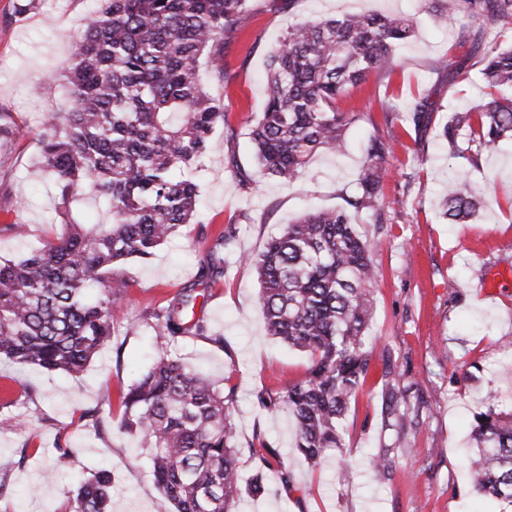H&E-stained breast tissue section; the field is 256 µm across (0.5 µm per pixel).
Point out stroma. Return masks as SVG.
Listing matches in <instances>:
<instances>
[{"label":"stroma","instance_id":"1","mask_svg":"<svg viewBox=\"0 0 512 512\" xmlns=\"http://www.w3.org/2000/svg\"><path fill=\"white\" fill-rule=\"evenodd\" d=\"M17 0H0V225L22 224L24 237L0 232V260L18 259L63 231L55 214L54 183L33 180L47 114L69 104L65 76L74 35L93 0H35L16 14ZM244 27L225 37L228 86L209 84L224 100L226 124L202 159L197 221L179 228L146 260L119 270L131 287L110 307L112 336L82 376L71 378L0 357V512H66L74 486L101 468L112 470V512H173L155 485L135 434L120 427L118 392L145 372L158 353L145 310L166 306L190 286L223 227L233 226L224 277L195 301L207 333L187 336L173 351L218 387L234 389L242 483L262 471L261 442L277 448L291 472L282 485L264 471L266 491L243 496L238 512H496L472 488L470 444L475 412L495 405L512 410V287L481 302L486 275L512 280V140L482 154L478 166L450 156L439 134L455 111L482 103L488 91L475 72L452 70L468 49L457 25L420 19L419 30L393 66L351 89L340 106L356 120L342 154L315 155L303 177L271 179L244 193L231 161L254 167L249 132L264 101L265 53L301 20L347 10L410 16L417 0H253ZM451 69L439 68V61ZM439 104L426 126L408 111L419 97ZM395 141L383 165L380 192L392 200L381 219L349 211L357 232L377 245L368 330L373 371L346 416L345 448L311 469L295 447L296 428L285 407L257 405L258 392L282 395L302 379L309 356L267 336L259 285L249 255L259 254L303 210L340 209L356 189L369 139ZM467 177L483 201L477 216L451 224L441 215L449 181ZM249 221H241V213ZM391 363H384V356ZM391 366L404 388L409 416L388 426L382 416L381 374ZM71 449V468L55 467ZM391 468L378 467L382 455ZM351 475L341 478V466Z\"/></svg>","mask_w":512,"mask_h":512}]
</instances>
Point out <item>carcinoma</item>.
<instances>
[{
	"label": "carcinoma",
	"instance_id": "carcinoma-1",
	"mask_svg": "<svg viewBox=\"0 0 512 512\" xmlns=\"http://www.w3.org/2000/svg\"><path fill=\"white\" fill-rule=\"evenodd\" d=\"M440 21L453 16L486 87L512 89V47L486 36L512 24V0H424ZM251 0H99L74 38L67 81L72 103L45 121L37 172L54 180L66 231L25 257L0 260V356L49 372L79 375L111 336L112 298L128 282L117 267L146 259L184 224L192 223L199 186L194 179L224 124V100L200 81L201 59L222 86L224 36L238 31ZM405 17L346 12L292 25L267 55L264 109L250 132L255 171L237 160L232 173L245 189L266 178L295 179L310 159L341 150L353 115L337 106L349 90L387 68L415 33ZM434 102L411 109L415 127L428 122ZM452 155L476 165L478 156L512 140V96L491 97L452 115L443 130ZM391 146L373 140L355 194L346 204L381 216L382 163ZM90 194L109 216L82 224L75 202ZM480 201L466 179L448 184L443 217L475 216ZM220 231L197 280L155 312L165 346L150 369L119 395L121 428L136 432L150 457L154 483L175 512H236L242 488L233 417L234 390H217L201 373L168 353L180 338L201 335L193 291L224 277ZM375 245L362 238L343 209L309 211L246 257L257 272L258 300L268 335L309 354L306 376L283 395L296 423V445L313 467L343 446L349 404L371 370L367 347ZM382 398L391 425L404 414L406 391L388 380ZM478 450L474 490L512 507V412L490 406L475 415ZM264 468L291 482L276 449L264 447ZM112 476L99 470L77 488L73 512H109Z\"/></svg>",
	"mask_w": 512,
	"mask_h": 512
}]
</instances>
